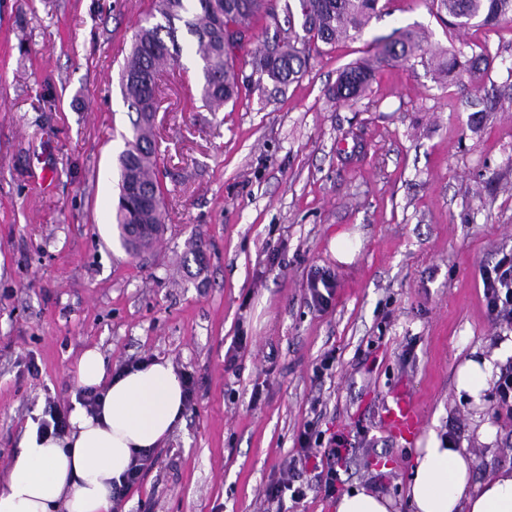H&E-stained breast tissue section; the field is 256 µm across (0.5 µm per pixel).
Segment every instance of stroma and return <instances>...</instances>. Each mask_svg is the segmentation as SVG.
<instances>
[{
	"instance_id": "stroma-1",
	"label": "stroma",
	"mask_w": 512,
	"mask_h": 512,
	"mask_svg": "<svg viewBox=\"0 0 512 512\" xmlns=\"http://www.w3.org/2000/svg\"><path fill=\"white\" fill-rule=\"evenodd\" d=\"M150 7L0 0V489L26 422L70 405L93 347L112 366L169 360L196 382L127 512H265L310 420L354 435L345 491L375 486L408 512L414 442L382 421L401 394L418 404L416 442L451 428L475 481L512 468V418L495 414L493 389L477 401L456 389L500 334L479 269L512 248V109L473 105L512 88V22L459 33L429 0H388L361 37L313 47L285 92L246 90L218 112L184 50L158 76L168 230L132 255L113 219L130 131L120 72ZM401 27L433 50L488 51L483 82L399 64L357 103L336 101L342 68ZM318 271L336 284L323 310L307 291ZM331 349L332 375L316 378Z\"/></svg>"
}]
</instances>
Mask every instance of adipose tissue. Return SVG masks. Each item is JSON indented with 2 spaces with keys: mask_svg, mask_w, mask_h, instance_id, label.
Masks as SVG:
<instances>
[{
  "mask_svg": "<svg viewBox=\"0 0 512 512\" xmlns=\"http://www.w3.org/2000/svg\"><path fill=\"white\" fill-rule=\"evenodd\" d=\"M510 354L512 338L491 355L466 360L458 390L479 398L496 362ZM74 374L79 387L100 390V414L73 403L69 428L59 437L27 422L0 490V512H112V486L132 459L158 448L183 420V387L169 360L115 372L91 348ZM405 497L411 512H512V469L475 482L470 453L432 437L414 451Z\"/></svg>",
  "mask_w": 512,
  "mask_h": 512,
  "instance_id": "ef3b65f1",
  "label": "adipose tissue"
}]
</instances>
